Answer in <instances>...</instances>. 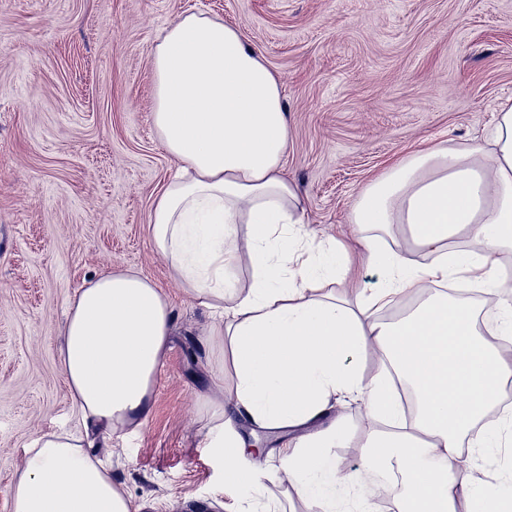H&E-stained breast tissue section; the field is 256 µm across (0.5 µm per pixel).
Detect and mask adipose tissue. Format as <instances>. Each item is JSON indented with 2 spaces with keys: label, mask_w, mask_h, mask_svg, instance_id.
<instances>
[{
  "label": "adipose tissue",
  "mask_w": 512,
  "mask_h": 512,
  "mask_svg": "<svg viewBox=\"0 0 512 512\" xmlns=\"http://www.w3.org/2000/svg\"><path fill=\"white\" fill-rule=\"evenodd\" d=\"M152 125L176 165L151 202L154 250L212 316L205 336L228 345L233 386L210 400L215 447L226 479L252 472L243 418L260 429L300 436L280 459L282 473L311 512H335L343 480L332 448L347 446L340 428L304 433L332 398L366 395L371 418L395 426L364 443L369 473L399 467V512H512V493L469 484L457 473L472 432L498 447L500 427L483 426L512 377V360L477 327L480 312L506 280L497 263L512 248V103L498 105L484 145L443 144L394 161L364 186L348 220L371 229L361 246L383 283L352 304L315 294L321 278L339 280L347 260L335 246L313 249L297 231L305 207L285 173L288 114L282 81L239 27L190 12L169 23L149 50ZM408 227L417 249L433 255L412 266L382 231ZM468 282L477 300L449 295L448 278ZM417 305L393 321L379 310L408 294ZM172 309L161 289L133 272L84 281L67 301L60 370L80 431L38 434L12 487V512H131V503L92 455L120 428L138 429L168 348ZM379 354L397 376L363 380L349 358ZM404 381L414 418L392 397Z\"/></svg>",
  "instance_id": "1"
}]
</instances>
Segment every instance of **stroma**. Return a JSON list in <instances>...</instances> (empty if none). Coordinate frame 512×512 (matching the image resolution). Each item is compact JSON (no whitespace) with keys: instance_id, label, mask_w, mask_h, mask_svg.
I'll return each mask as SVG.
<instances>
[{"instance_id":"obj_1","label":"stroma","mask_w":512,"mask_h":512,"mask_svg":"<svg viewBox=\"0 0 512 512\" xmlns=\"http://www.w3.org/2000/svg\"><path fill=\"white\" fill-rule=\"evenodd\" d=\"M240 27L280 74L285 161L315 242L360 250L346 221L395 159L464 148L512 99V0H0V512L40 432L77 424L58 361L68 297L108 270L139 271L167 296L174 334L151 411L96 454L134 512H305L279 468L287 437L261 436L254 486L226 483L202 407L219 364L210 321L151 245L152 194L174 173L151 122L149 49L178 15ZM351 440L332 448L338 512H397L403 488L366 485L363 401L330 409ZM512 486V450L473 449L463 480Z\"/></svg>"}]
</instances>
